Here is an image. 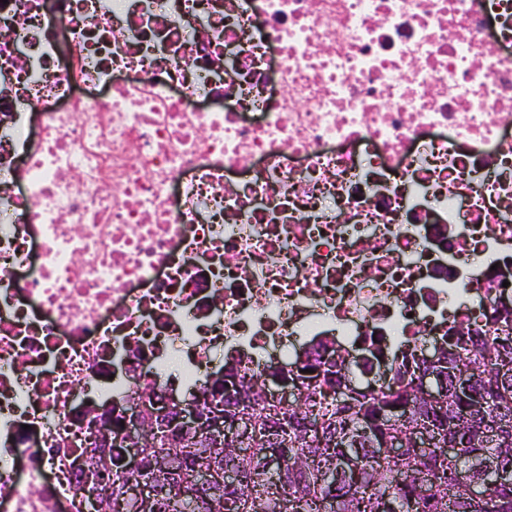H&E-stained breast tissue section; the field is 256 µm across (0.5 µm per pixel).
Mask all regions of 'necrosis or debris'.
Returning <instances> with one entry per match:
<instances>
[{"label": "necrosis or debris", "mask_w": 512, "mask_h": 512, "mask_svg": "<svg viewBox=\"0 0 512 512\" xmlns=\"http://www.w3.org/2000/svg\"><path fill=\"white\" fill-rule=\"evenodd\" d=\"M512 311V0H0V512L217 354Z\"/></svg>", "instance_id": "1"}]
</instances>
